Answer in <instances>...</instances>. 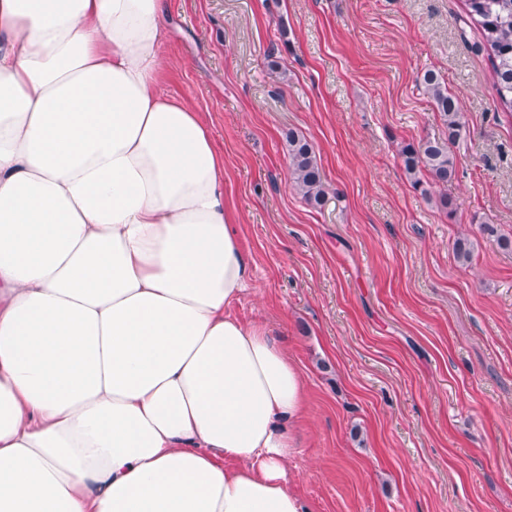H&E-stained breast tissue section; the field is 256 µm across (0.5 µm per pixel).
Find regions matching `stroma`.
I'll list each match as a JSON object with an SVG mask.
<instances>
[{
	"mask_svg": "<svg viewBox=\"0 0 512 512\" xmlns=\"http://www.w3.org/2000/svg\"><path fill=\"white\" fill-rule=\"evenodd\" d=\"M170 14L160 86L213 131L256 284L232 312L271 328L306 386L296 491L312 512H512V251L496 241L512 237V115L465 0H170ZM428 68L467 136L426 197L398 150L446 135L417 81ZM290 130L315 149L323 205L292 187Z\"/></svg>",
	"mask_w": 512,
	"mask_h": 512,
	"instance_id": "35a3bbf8",
	"label": "stroma"
}]
</instances>
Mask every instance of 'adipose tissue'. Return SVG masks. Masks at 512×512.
Listing matches in <instances>:
<instances>
[{"label": "adipose tissue", "mask_w": 512, "mask_h": 512, "mask_svg": "<svg viewBox=\"0 0 512 512\" xmlns=\"http://www.w3.org/2000/svg\"><path fill=\"white\" fill-rule=\"evenodd\" d=\"M168 0H0V512H312L306 387L231 307L224 157Z\"/></svg>", "instance_id": "adipose-tissue-1"}]
</instances>
